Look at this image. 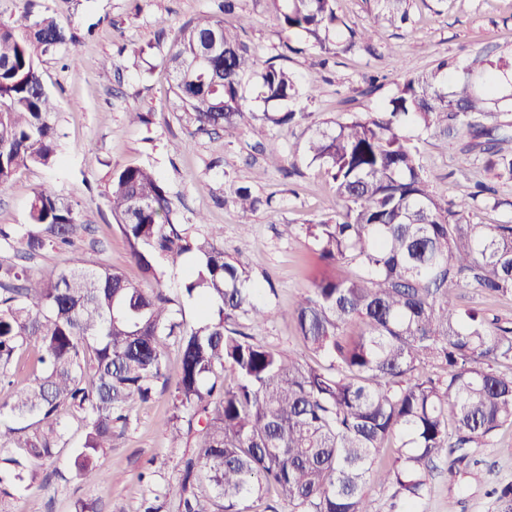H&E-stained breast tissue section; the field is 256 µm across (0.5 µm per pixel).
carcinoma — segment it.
<instances>
[{
  "label": "carcinoma",
  "mask_w": 512,
  "mask_h": 512,
  "mask_svg": "<svg viewBox=\"0 0 512 512\" xmlns=\"http://www.w3.org/2000/svg\"><path fill=\"white\" fill-rule=\"evenodd\" d=\"M285 30L305 35L317 54L304 77L258 57L224 20L206 16L181 26L164 64L173 91L196 132H239L247 118L286 126L304 117L295 109L257 115L246 105L243 80L259 79L260 98L281 106L313 98L317 68L355 47L370 52L378 27L410 22V0H373V22L348 29L337 0H268ZM75 43L48 10L25 6L24 21L0 18V186L30 165L56 156L55 106L42 80L41 57ZM210 57L205 70L192 68ZM493 62L473 59L463 76L448 79L451 64L405 76L383 105L316 130L306 154L322 166L343 201L336 218L312 222L307 232L321 256L353 264L346 278H323L288 309L302 341L327 366L303 363L286 350L257 342L236 328L270 312L246 287L248 276L224 253V226L200 238L173 223L172 203L153 170L127 165L112 174L108 202L130 259L158 280L161 257L192 254L197 263L183 293L212 310L196 325L177 318L176 300L163 289L133 284L109 267H45L35 277L0 266V447L20 453L0 458V512L6 498L40 480L42 461L63 441L62 412L80 416L84 438L72 452L73 476L105 479L101 461L112 453V433L139 402L170 390L173 413L164 428L175 443L195 433L172 491L177 512H251V502L273 493L288 512H370L364 487L371 477L395 489L405 508L429 484V463L444 454L448 472L468 464L469 449L487 448L512 425V326L483 311L462 308L461 289L512 294V220L473 224L470 211L494 200L476 191L450 202L437 194L404 134L407 124L445 136L465 130L472 143L461 163L479 150L483 167L512 181V124L499 122L500 75ZM488 71L483 84L471 75ZM243 213L260 197L235 190ZM81 226L77 205L45 187L29 207V223L0 227V242L21 257L71 242ZM357 323L360 331L347 333ZM38 346L36 374L12 380L11 365ZM180 370L166 373L168 345ZM237 382L224 386V369ZM398 442L391 467L373 474L371 460Z\"/></svg>",
  "instance_id": "obj_1"
}]
</instances>
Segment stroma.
Here are the masks:
<instances>
[{
    "instance_id": "35a3bbf8",
    "label": "stroma",
    "mask_w": 512,
    "mask_h": 512,
    "mask_svg": "<svg viewBox=\"0 0 512 512\" xmlns=\"http://www.w3.org/2000/svg\"><path fill=\"white\" fill-rule=\"evenodd\" d=\"M76 38V55L42 57L39 69L57 102L53 121L58 131L52 166L21 169L0 186V225L27 223L31 199L43 187L77 203L82 226L71 246L50 250L28 261L29 275L46 266H68L72 256L89 266H110L133 283L142 275L129 258L127 242L118 229L107 197L112 172L126 165H145L166 187L173 221L191 236L207 234L210 225L224 227V252L243 268L251 283L263 289L262 301L271 318L260 325L242 319L238 327L256 340L285 348L313 360L297 333L288 309L301 292L324 275L349 276L353 268L320 259L309 236L308 222L335 217L343 206L332 181L305 154V140L326 124L383 105L394 93L399 75L418 73L438 60L457 63L478 56L512 63V0H410L411 28L380 29L373 52L353 49L329 65L312 100H300L307 117L289 127L245 122L239 138L223 133H192L172 92L173 77L164 65L179 28L187 21L214 15L218 0H37ZM227 25H243L242 36L260 59L279 57L296 75H306L313 51L299 32L283 30L266 0H241L237 16ZM110 77H102L103 68ZM380 75L367 91V75ZM149 114V124L130 123L129 112ZM420 151L421 163L436 192L449 200L471 191L475 180L495 183L500 207L481 205L477 224H499L512 218V182L494 181L477 167L460 169L461 148L470 140L462 133L444 138L421 128L405 130ZM264 170L255 181L256 170ZM250 187L263 203L255 211L239 212L234 191ZM206 223H198V215ZM292 225L284 235L283 225ZM190 267L185 260L161 266V286L178 298L186 324L198 323L204 310L180 289ZM172 415L169 392L134 409L126 425L117 428L113 449L103 464L104 481L85 484L69 472L70 451L83 434L81 421L65 416L66 448L45 461V489L33 498L13 501L14 512H75L84 502L95 512H139L143 499L163 498L162 512H175L167 499L181 475V462L191 454L195 439L171 445L161 428ZM472 465L449 474L443 459L431 465L429 488L418 512H495L493 491L512 483V426L501 428L495 444L470 451Z\"/></svg>"
}]
</instances>
